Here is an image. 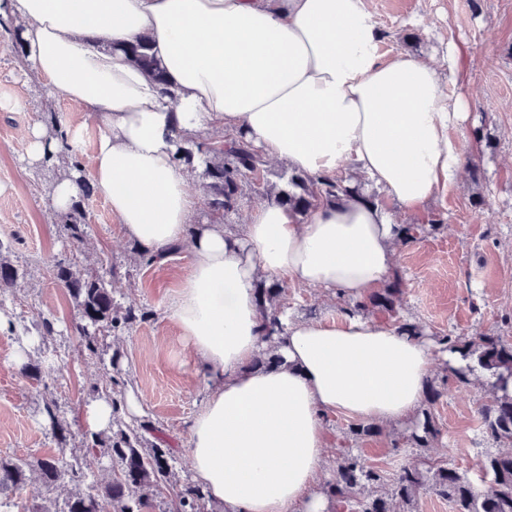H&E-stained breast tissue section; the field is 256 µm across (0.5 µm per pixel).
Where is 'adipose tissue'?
<instances>
[{"label":"adipose tissue","instance_id":"ef3b65f1","mask_svg":"<svg viewBox=\"0 0 512 512\" xmlns=\"http://www.w3.org/2000/svg\"><path fill=\"white\" fill-rule=\"evenodd\" d=\"M0 19L21 23L32 69L103 127L89 178L126 235L191 253L170 317L207 389L188 426L194 480L226 512H335L310 492L327 418L407 419L436 348L349 315L288 319L264 339L255 286L285 279L361 299L391 279L400 242L389 203L419 214L460 167L448 129L468 103L449 99L443 64L383 59L365 0H0ZM142 37L168 94L122 52ZM212 129L349 191L301 224L267 201L243 228L187 234L196 199L178 147ZM362 179L386 203L353 193ZM271 345L281 364L254 366Z\"/></svg>","mask_w":512,"mask_h":512}]
</instances>
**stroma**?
Returning <instances> with one entry per match:
<instances>
[{
    "instance_id": "1",
    "label": "stroma",
    "mask_w": 512,
    "mask_h": 512,
    "mask_svg": "<svg viewBox=\"0 0 512 512\" xmlns=\"http://www.w3.org/2000/svg\"><path fill=\"white\" fill-rule=\"evenodd\" d=\"M367 5L385 34L384 56L451 58L458 76L447 92L470 103L467 124L448 131L464 158L455 183L434 195L417 218L433 230L398 251L399 316L430 333L466 337L480 327L512 340V0H367ZM54 113L65 117L78 160L90 169L101 126L64 94L49 90L14 49L12 35H0V257L16 273L13 287L0 292V316L7 320L0 326V458L22 465L27 475L22 490L0 492V512H18L20 501L41 506L84 490L80 481L44 484L35 469L44 457L75 459L90 477L110 479L111 461L102 449L86 446L84 413L91 402L120 400L130 389L143 412L124 415V422H151L155 432L148 442L173 448L179 481L191 479L188 425L206 395L170 318L189 252L135 267L137 244L94 193L82 202L87 237L81 253H73L64 235L66 214L52 204L53 188L65 170L26 152L28 130L47 125ZM73 258L79 267L105 273L118 304L134 302L148 312L117 338H106L94 355L73 331L76 305L54 276L57 263ZM279 286L283 312L340 318L336 297L284 280ZM44 316L53 319V334L22 345L26 331ZM32 364L41 366L40 379H30ZM115 377L121 386L112 385ZM431 379L442 396L432 408L440 434L428 448L411 447L407 422L355 439L348 433L349 417H329L326 463L316 490L332 479L342 446L388 478L418 454L475 477L492 446L477 415L489 385L459 384L441 359ZM48 400L58 407L56 430L43 410Z\"/></svg>"
}]
</instances>
